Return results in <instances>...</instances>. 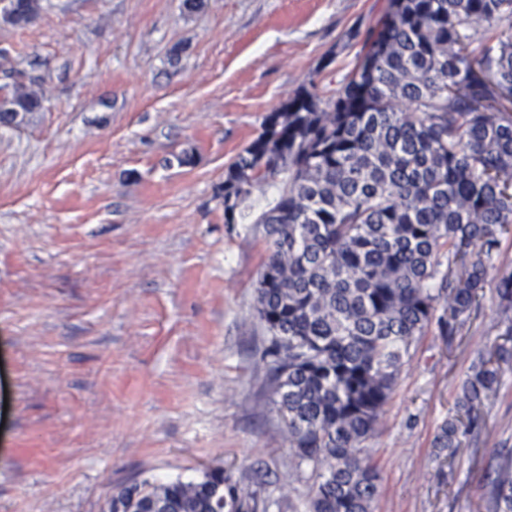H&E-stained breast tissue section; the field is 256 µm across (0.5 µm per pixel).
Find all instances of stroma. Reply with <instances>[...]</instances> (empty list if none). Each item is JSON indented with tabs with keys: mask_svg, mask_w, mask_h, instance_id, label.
I'll use <instances>...</instances> for the list:
<instances>
[{
	"mask_svg": "<svg viewBox=\"0 0 512 512\" xmlns=\"http://www.w3.org/2000/svg\"><path fill=\"white\" fill-rule=\"evenodd\" d=\"M0 24V92L46 107L0 126V512H103L122 488L232 471L305 512L261 361L262 229L224 221V169L300 85L335 86L389 0H42ZM189 152L192 164L177 155ZM456 336L404 358L369 446L373 512H487L512 452V357L455 453L433 438L473 364L512 347L494 288ZM41 0H9V4L0 9V20L12 27H21L37 19L43 6Z\"/></svg>",
	"mask_w": 512,
	"mask_h": 512,
	"instance_id": "obj_1",
	"label": "stroma"
}]
</instances>
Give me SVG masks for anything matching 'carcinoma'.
I'll return each instance as SVG.
<instances>
[{
  "label": "carcinoma",
  "instance_id": "obj_1",
  "mask_svg": "<svg viewBox=\"0 0 512 512\" xmlns=\"http://www.w3.org/2000/svg\"><path fill=\"white\" fill-rule=\"evenodd\" d=\"M353 69L326 94L302 85L224 170V223L263 226L256 312L290 464L307 512H373L380 475L368 442L411 344L437 323L453 336L479 306L489 261L512 232V0H391ZM41 0H9L0 20L32 23ZM11 113L41 90L8 93ZM272 190L252 217L255 186ZM447 262H442V258ZM512 324V273L496 283ZM443 312H438V306ZM481 364L457 411L497 391ZM460 416L433 447L457 448ZM122 512H266L256 489L216 468L197 481L144 480L112 497ZM488 512H512V453Z\"/></svg>",
  "mask_w": 512,
  "mask_h": 512
}]
</instances>
